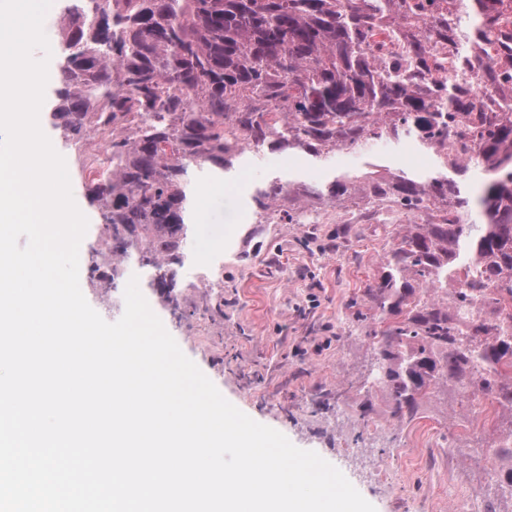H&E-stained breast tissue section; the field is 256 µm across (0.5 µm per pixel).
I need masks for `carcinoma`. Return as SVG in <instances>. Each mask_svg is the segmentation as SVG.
Here are the masks:
<instances>
[{
	"mask_svg": "<svg viewBox=\"0 0 512 512\" xmlns=\"http://www.w3.org/2000/svg\"><path fill=\"white\" fill-rule=\"evenodd\" d=\"M62 2V78L49 100L50 124L67 142L90 129L91 113L110 131L111 163L81 174L108 245L93 249L90 275L116 289L121 263L133 258L175 313L188 258L190 166L228 171L243 142L321 160L364 146L386 120L397 142L413 122L440 134L474 108L472 53L512 54V0H450L442 32L456 39L463 15L472 17L471 51L434 101L419 84L430 60L425 40L381 69L361 51L375 30L397 21L404 0ZM487 73L508 99L512 71ZM470 134L489 175L478 189L466 167L437 164L426 176L343 174L326 185L301 184L298 193L324 204L356 200L370 219L387 198L416 216L435 205L424 223L394 232L385 270L363 289L366 309L350 302L372 349L356 381L360 416L370 422L378 391L400 423L443 390L487 396L510 416L497 453L508 461L499 485L512 487V117H485ZM283 187L275 177L254 190L255 223H270ZM476 207L485 223H466ZM279 221L306 224L304 242L319 241L318 218L290 208ZM313 404L323 414L340 408L326 392Z\"/></svg>",
	"mask_w": 512,
	"mask_h": 512,
	"instance_id": "cac0c4a2",
	"label": "carcinoma"
}]
</instances>
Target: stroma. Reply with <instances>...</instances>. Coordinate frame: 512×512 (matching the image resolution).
I'll use <instances>...</instances> for the list:
<instances>
[{
	"mask_svg": "<svg viewBox=\"0 0 512 512\" xmlns=\"http://www.w3.org/2000/svg\"><path fill=\"white\" fill-rule=\"evenodd\" d=\"M43 131L64 157L75 202L89 220L80 245L81 254H88L98 244L100 213L77 175L75 152L60 131L48 125ZM375 166L424 175L433 162L414 158L403 143L391 142L348 149L323 161L264 148L245 153L228 173L196 171L202 207L191 226L190 259L179 271L187 317L173 315L135 261H127L124 274L138 277L152 311L229 402L334 465L376 512H407L410 502L419 504L421 512H454L462 495L484 499L496 491L488 446L501 430L502 413L491 400L442 393L407 424L390 417L379 392L373 418L382 437L352 438L362 428L357 417L361 398L349 385L365 371L372 354L351 323L348 304L382 271L383 229H365L325 252L304 246L302 224H267L255 238L245 237L253 223L249 200L258 185L275 177L285 183L326 184ZM219 270L224 273V314L217 317L207 312L197 283ZM79 280L88 303L106 321L121 318L123 292L91 281L84 264ZM339 388L349 391L341 405L344 424H337L335 416L310 412L311 394ZM378 462L398 472L394 485L382 487L365 478V470Z\"/></svg>",
	"mask_w": 512,
	"mask_h": 512,
	"instance_id": "obj_1",
	"label": "stroma"
}]
</instances>
